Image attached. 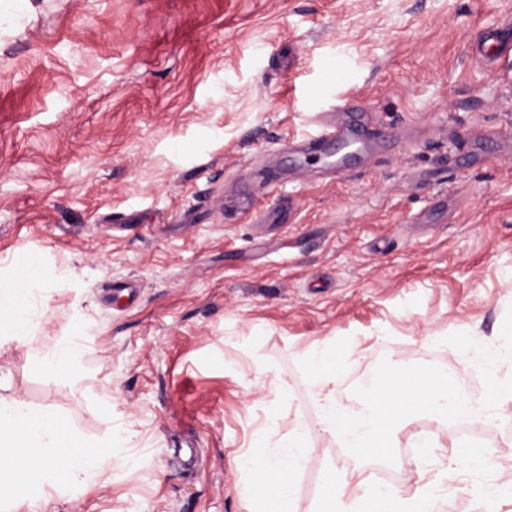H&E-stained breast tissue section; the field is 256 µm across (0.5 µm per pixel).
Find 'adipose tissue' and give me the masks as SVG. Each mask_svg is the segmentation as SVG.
I'll list each match as a JSON object with an SVG mask.
<instances>
[{"label": "adipose tissue", "instance_id": "obj_1", "mask_svg": "<svg viewBox=\"0 0 512 512\" xmlns=\"http://www.w3.org/2000/svg\"><path fill=\"white\" fill-rule=\"evenodd\" d=\"M51 280L41 268L12 264L0 271V365L9 363L13 351L22 348L43 373L68 374L77 368L85 350L82 336H65L50 346L36 344L32 336L45 316L44 295ZM456 344L491 384L479 397L465 396L457 382L444 376L418 385L423 369L403 363L370 374L366 380H352L356 362L350 354L337 352L332 336L300 354L310 369L315 421L281 430L279 399L289 391L287 382L281 380L269 388L261 376L248 380L247 390L269 388L274 397L265 403L267 427L253 449L236 459L246 479L241 489L246 512H297L293 491L315 432L338 441L346 463L330 471L310 512H444L446 499L436 497L428 486L412 491L399 486L380 488L367 482L364 473L367 464L388 458L400 433L422 416L436 422L437 428L412 436L417 467L427 466L437 448L448 449L449 467H481L483 447L452 433L451 428L463 418L500 419L512 404V375L501 373L503 366H512V327L481 341L464 325L456 334ZM128 445V439L120 436L111 440L84 436L65 414L35 409L18 395L0 393V481H6L9 489L0 496V512H14L19 495L26 492L97 481L110 469L118 449Z\"/></svg>", "mask_w": 512, "mask_h": 512}]
</instances>
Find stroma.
Instances as JSON below:
<instances>
[{
	"instance_id": "35a3bbf8",
	"label": "stroma",
	"mask_w": 512,
	"mask_h": 512,
	"mask_svg": "<svg viewBox=\"0 0 512 512\" xmlns=\"http://www.w3.org/2000/svg\"><path fill=\"white\" fill-rule=\"evenodd\" d=\"M512 0H0V267L59 272L39 342L80 332L82 395L16 350L0 380L90 437L134 430L95 484L15 512H244L232 463L266 425L242 372L287 381L281 430L312 421L298 351L335 337L360 371L470 377L447 342L512 320ZM351 100L344 166L308 153ZM426 476L447 512L512 470ZM308 512L342 448L312 435Z\"/></svg>"
}]
</instances>
